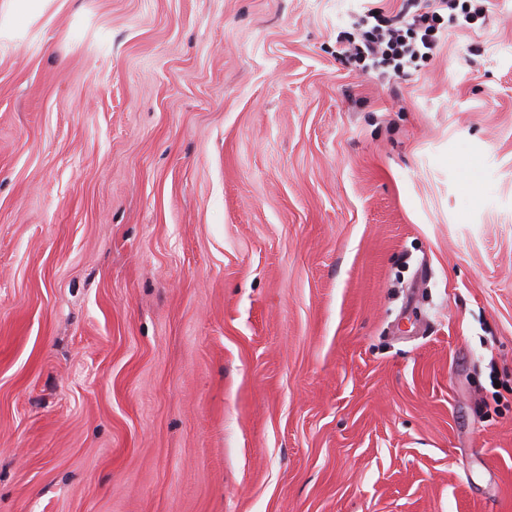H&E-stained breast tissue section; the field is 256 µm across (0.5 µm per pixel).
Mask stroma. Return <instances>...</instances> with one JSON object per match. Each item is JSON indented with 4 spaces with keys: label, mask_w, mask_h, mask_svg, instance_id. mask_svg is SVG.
Returning a JSON list of instances; mask_svg holds the SVG:
<instances>
[{
    "label": "stroma",
    "mask_w": 512,
    "mask_h": 512,
    "mask_svg": "<svg viewBox=\"0 0 512 512\" xmlns=\"http://www.w3.org/2000/svg\"><path fill=\"white\" fill-rule=\"evenodd\" d=\"M362 5L0 0V512H512V0ZM394 15L368 5L354 19L339 54L367 75L409 77L420 72L448 29L487 13V0H403ZM377 12V15H374Z\"/></svg>",
    "instance_id": "1"
}]
</instances>
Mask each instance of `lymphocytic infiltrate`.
I'll return each instance as SVG.
<instances>
[{
  "label": "lymphocytic infiltrate",
  "instance_id": "lymphocytic-infiltrate-1",
  "mask_svg": "<svg viewBox=\"0 0 512 512\" xmlns=\"http://www.w3.org/2000/svg\"><path fill=\"white\" fill-rule=\"evenodd\" d=\"M487 0H403L394 15L366 6L354 19L339 53L363 73L409 77L419 72L449 29L486 14Z\"/></svg>",
  "mask_w": 512,
  "mask_h": 512
}]
</instances>
